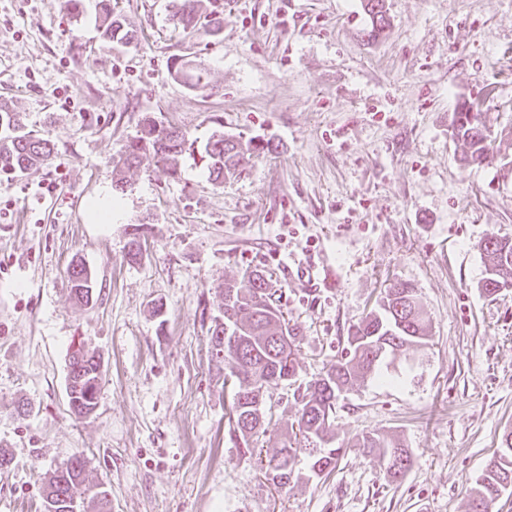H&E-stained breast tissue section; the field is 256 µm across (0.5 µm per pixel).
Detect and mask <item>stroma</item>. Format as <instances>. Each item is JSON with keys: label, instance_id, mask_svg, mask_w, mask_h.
I'll return each instance as SVG.
<instances>
[{"label": "stroma", "instance_id": "1", "mask_svg": "<svg viewBox=\"0 0 512 512\" xmlns=\"http://www.w3.org/2000/svg\"><path fill=\"white\" fill-rule=\"evenodd\" d=\"M385 3L389 26L371 39L363 0H203L191 31L174 0H111L135 34L118 44L99 0H0V103L54 147L50 163L0 177V445L14 457L0 512H44L45 474L76 454L112 512H468L512 431V288L483 293L478 248L512 237V0ZM177 59L200 85L175 77ZM463 99L490 130L491 164L459 161L449 125ZM148 113L200 147L220 128L277 152L223 184L199 154L174 179L145 155L115 192ZM103 199L108 223L90 217ZM76 261L95 280L88 305L68 287ZM249 266L299 330L301 385L342 357L389 283L413 284L429 316L428 346L392 362L394 383L344 392L340 464L282 488L231 440L209 343L218 287ZM79 344L102 368L81 418L66 392ZM265 403L258 445L277 448L297 423L293 387H268ZM369 433L412 466L388 477L356 446Z\"/></svg>", "mask_w": 512, "mask_h": 512}]
</instances>
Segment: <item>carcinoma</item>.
Segmentation results:
<instances>
[{
    "label": "carcinoma",
    "mask_w": 512,
    "mask_h": 512,
    "mask_svg": "<svg viewBox=\"0 0 512 512\" xmlns=\"http://www.w3.org/2000/svg\"><path fill=\"white\" fill-rule=\"evenodd\" d=\"M199 0H176L180 23L193 29L198 22ZM370 19L367 35L377 38L389 26L385 0H363ZM101 27L105 37L129 43L135 38L124 21L112 14L110 0H103ZM454 136L464 145L461 161L479 165L491 158L490 144L484 141L483 125L477 112L452 113ZM0 175L22 173L32 167L46 164L53 155V146L46 140L23 131L19 113L0 105ZM187 139L178 127L144 115L138 134L125 146L117 161L115 188H124L123 169L131 167L145 154L153 155L156 168L165 177L179 175L180 159ZM270 151L268 143L242 144L215 134L204 148L209 176L217 183L237 175L245 156H260ZM484 259L485 274L482 281L512 282V238L491 234L479 244ZM142 256L139 226H134L126 258L136 263ZM70 292L78 301L89 303V290L94 288L92 273L82 264L72 266L69 272ZM224 314L215 317L209 327V342L215 357L224 361V377L232 378L233 398L229 417L230 431L240 438L242 450L248 453L258 441L264 426L266 412H258L256 405L264 403V389L296 374V356L300 339L297 329L288 326L282 312L272 304L270 280L265 271L257 267L245 269L241 277L224 281L219 288ZM428 321L416 289L406 282H394L384 289L378 308L353 326L347 336L346 357L329 366L319 379L311 384L300 399L296 442H285L280 448L266 452L271 480L286 485L297 467V449L309 442L326 443L314 453L306 454L309 471L320 476L333 470L344 449L331 448L336 404L342 393L368 381L391 382L393 378L382 367L390 365L396 353L417 351L428 343ZM235 340L224 341L226 330ZM288 335V344L279 337ZM69 407L77 417L92 414L97 407V396L86 397L88 390L98 392L102 379L101 363L92 352L83 347L74 349L69 357ZM502 450L495 453L484 473L476 480L470 494L469 512H488L489 505L504 490V483H512V433L501 439ZM361 448H375L386 466V473L397 477L412 464V457L404 446L378 434H368L359 441ZM84 461L72 456L65 466L46 474L44 478L45 512H74L72 504L79 502L80 512H87L86 504L93 502L97 512H110L104 490L87 495Z\"/></svg>",
    "instance_id": "obj_1"
}]
</instances>
